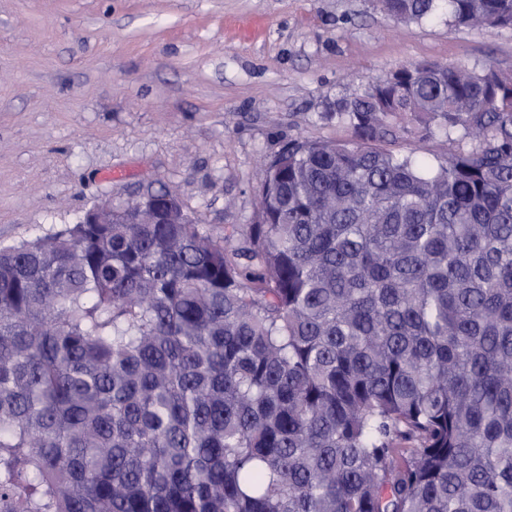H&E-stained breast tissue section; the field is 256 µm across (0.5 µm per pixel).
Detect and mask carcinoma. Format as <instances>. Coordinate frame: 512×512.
Returning a JSON list of instances; mask_svg holds the SVG:
<instances>
[{
  "instance_id": "obj_1",
  "label": "carcinoma",
  "mask_w": 512,
  "mask_h": 512,
  "mask_svg": "<svg viewBox=\"0 0 512 512\" xmlns=\"http://www.w3.org/2000/svg\"><path fill=\"white\" fill-rule=\"evenodd\" d=\"M325 118L250 224L157 190L0 246V512H512V77L411 63Z\"/></svg>"
}]
</instances>
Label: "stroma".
Masks as SVG:
<instances>
[{
  "mask_svg": "<svg viewBox=\"0 0 512 512\" xmlns=\"http://www.w3.org/2000/svg\"><path fill=\"white\" fill-rule=\"evenodd\" d=\"M420 62L512 75V28L376 0H0V244L162 187L215 232L251 223L264 161L347 138L337 98Z\"/></svg>",
  "mask_w": 512,
  "mask_h": 512,
  "instance_id": "1",
  "label": "stroma"
}]
</instances>
